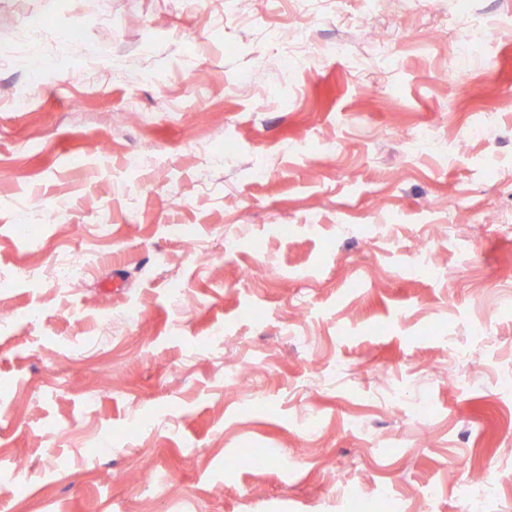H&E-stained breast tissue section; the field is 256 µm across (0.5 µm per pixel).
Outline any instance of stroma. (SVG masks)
<instances>
[{"mask_svg": "<svg viewBox=\"0 0 512 512\" xmlns=\"http://www.w3.org/2000/svg\"><path fill=\"white\" fill-rule=\"evenodd\" d=\"M462 2L298 21L358 72L262 0H0V512H512V0ZM286 30H288V24L274 21V23L269 26L267 35L271 42L276 44L282 43L284 50L283 57L289 64L301 54L319 55L323 53L336 55L337 57L345 56V47L342 42H336L327 47H320L306 38L298 42L297 45H294L285 39Z\"/></svg>", "mask_w": 512, "mask_h": 512, "instance_id": "obj_1", "label": "stroma"}]
</instances>
